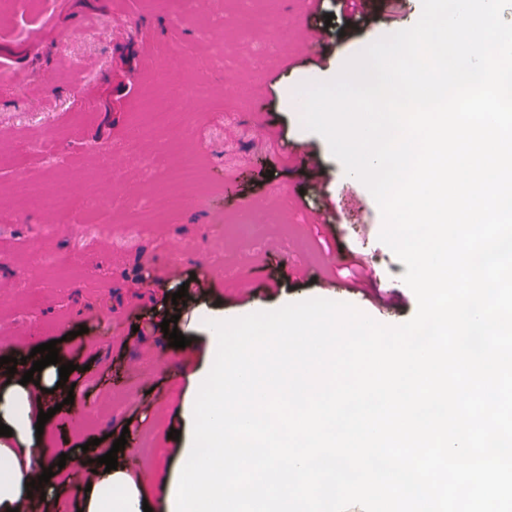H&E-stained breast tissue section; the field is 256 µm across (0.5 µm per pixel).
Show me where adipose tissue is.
I'll list each match as a JSON object with an SVG mask.
<instances>
[{"label":"adipose tissue","mask_w":512,"mask_h":512,"mask_svg":"<svg viewBox=\"0 0 512 512\" xmlns=\"http://www.w3.org/2000/svg\"><path fill=\"white\" fill-rule=\"evenodd\" d=\"M6 372H0V423L13 430L12 436H0V460L6 468L0 469V512H28L32 499L42 494H53L55 482H48L42 489L26 492L25 486L34 480L35 473L26 459L40 458L43 467L54 464L52 444L48 438L36 435L35 420L30 409L33 404L45 401L46 389L59 380L55 365L34 372L27 384L10 383ZM81 447H73L71 466L62 468L67 481L85 486L83 512H144L143 491L157 473L158 464H150L131 476L124 470L106 471L103 464L83 462Z\"/></svg>","instance_id":"ef3b65f1"}]
</instances>
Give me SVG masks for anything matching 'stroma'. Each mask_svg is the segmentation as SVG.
<instances>
[{
  "mask_svg": "<svg viewBox=\"0 0 512 512\" xmlns=\"http://www.w3.org/2000/svg\"><path fill=\"white\" fill-rule=\"evenodd\" d=\"M375 2L365 20L333 17L324 38L318 14L331 0H194L186 14L171 0H13L0 12V357L54 340L74 364V390L49 398L57 453L86 442L95 454L122 436L118 461L134 475L147 437L153 459L174 465L182 443L169 433L184 427L181 397L207 365L215 314L324 298L386 325L415 315L406 267L378 239L376 201L302 127L296 93L422 11L402 0L394 18ZM216 55L223 67H209ZM185 86L195 93L171 126L147 127L142 104ZM184 144L204 165L202 186L186 191L175 172ZM34 189L88 205L60 225L31 206ZM180 191L181 210L147 223L144 194ZM247 223L266 224L261 245L243 237ZM54 251L75 271L47 273ZM354 253L377 273L371 291L354 287ZM183 285L185 303L173 304ZM169 314L186 347L161 331Z\"/></svg>",
  "mask_w": 512,
  "mask_h": 512,
  "instance_id": "obj_1",
  "label": "stroma"
}]
</instances>
